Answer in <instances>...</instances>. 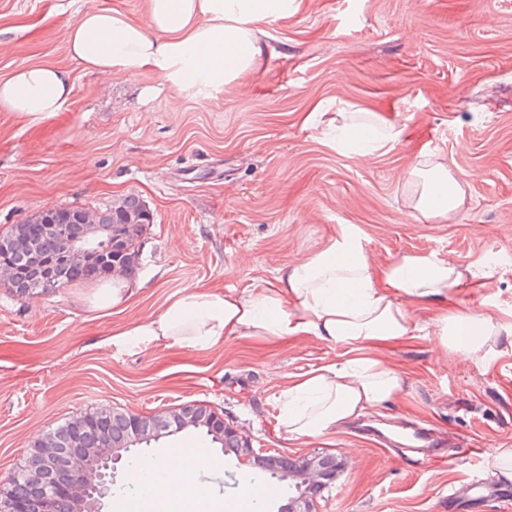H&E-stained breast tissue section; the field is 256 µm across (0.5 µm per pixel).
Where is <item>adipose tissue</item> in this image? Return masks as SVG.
<instances>
[{"instance_id": "1", "label": "adipose tissue", "mask_w": 512, "mask_h": 512, "mask_svg": "<svg viewBox=\"0 0 512 512\" xmlns=\"http://www.w3.org/2000/svg\"><path fill=\"white\" fill-rule=\"evenodd\" d=\"M295 5L296 0H147L143 23L117 9L89 8L68 26L65 41L71 59L86 71L108 79L149 71L207 98L230 90L255 69L260 24L287 15ZM72 91L67 70L33 64L0 81V108L39 120L60 111ZM321 118L335 129L337 147L359 157L400 136L393 128L339 122L334 112ZM407 183L413 210L426 219L450 218L464 200L462 184L443 162L412 168ZM457 281L451 263L414 256L375 278L360 232L346 225L323 251L283 270L275 281L221 292L185 287L156 317L114 332L112 343L205 349L228 336L282 340L314 335L341 344V362L311 372L281 401L280 420L288 434L317 437L398 395L399 376L369 355V348L407 335V302L446 300ZM493 329L490 318L456 314L437 319L433 333L443 346L469 353ZM219 467L205 449L168 448L135 461L132 475L142 484L148 512H233L231 504L193 479Z\"/></svg>"}]
</instances>
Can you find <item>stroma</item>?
<instances>
[{
  "instance_id": "1",
  "label": "stroma",
  "mask_w": 512,
  "mask_h": 512,
  "mask_svg": "<svg viewBox=\"0 0 512 512\" xmlns=\"http://www.w3.org/2000/svg\"><path fill=\"white\" fill-rule=\"evenodd\" d=\"M93 4L146 19V0H0V80L49 63L74 82L63 111L43 120L0 109V233L39 210L130 193L154 222L125 277L135 293L108 316L90 309L93 283L35 298L0 284V479L73 416L194 402L254 448L336 457L341 473L318 512H512V479L489 463L512 448V0H300L262 25L256 69L207 98L148 72L110 82L82 70L65 32ZM318 103L375 113L400 138L367 160L347 155L308 121ZM436 160L465 191L449 220L410 206L408 171ZM345 224L359 228L375 269L420 256L459 273L447 301L408 303L407 336L373 348L402 380L379 414L288 437L283 391L343 351L313 335L231 336L210 350L113 345V331L158 315L185 286L275 280ZM494 253L505 263L491 265ZM459 313L491 318L497 334L475 353L443 349L434 322ZM403 424L436 433L435 453L366 435ZM212 454L222 467L198 477L211 493L262 481ZM477 480L504 496L480 497Z\"/></svg>"
}]
</instances>
